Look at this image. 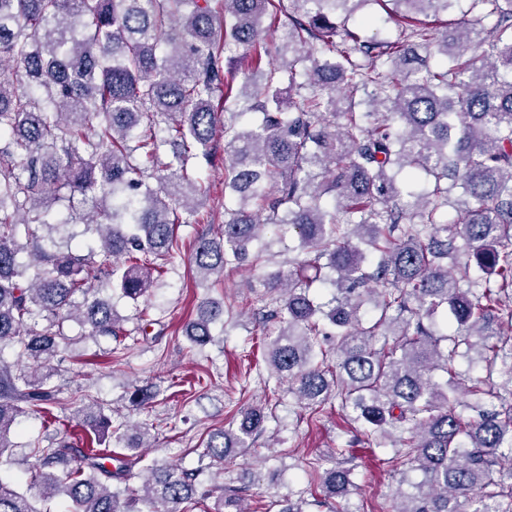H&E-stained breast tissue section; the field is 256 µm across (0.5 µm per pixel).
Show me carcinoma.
<instances>
[{"mask_svg":"<svg viewBox=\"0 0 512 512\" xmlns=\"http://www.w3.org/2000/svg\"><path fill=\"white\" fill-rule=\"evenodd\" d=\"M380 1L405 24L394 41L348 27ZM457 2L0 0V459L21 415L54 419L66 322L87 328L82 340L125 335L97 297L100 275L146 301L179 252L176 226L211 222L200 172L222 136L235 207L198 236L196 274L221 284L269 224L295 231L304 254L248 286L262 289L260 319L279 323L264 346L270 375L314 412L340 400L363 445L396 435L408 488L395 512H512V0H471L451 34L413 24ZM329 116L343 119L333 131ZM404 170L427 187L402 205ZM456 187L465 209L451 221ZM79 224L97 235L86 253ZM317 288L334 296L320 303ZM366 304L378 314L369 326ZM226 312L202 301L184 326L192 346L212 343ZM6 345L26 362H8ZM105 408L81 401L77 426L121 451L35 439L29 488L0 482V512H43L37 503L62 493L70 512H182L210 498L211 512H248L241 489L200 482L202 466L134 471L150 433L127 436ZM239 414L200 459L250 453L268 416ZM352 459L336 448L310 467L314 505L349 512Z\"/></svg>","mask_w":512,"mask_h":512,"instance_id":"carcinoma-1","label":"carcinoma"}]
</instances>
